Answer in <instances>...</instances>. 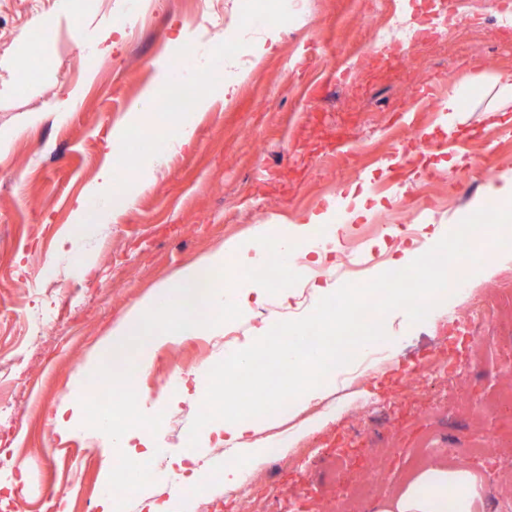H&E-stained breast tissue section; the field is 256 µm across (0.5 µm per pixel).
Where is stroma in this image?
Listing matches in <instances>:
<instances>
[{"instance_id":"1","label":"stroma","mask_w":512,"mask_h":512,"mask_svg":"<svg viewBox=\"0 0 512 512\" xmlns=\"http://www.w3.org/2000/svg\"><path fill=\"white\" fill-rule=\"evenodd\" d=\"M460 23L418 34L428 0H293L285 21L222 0L220 19L200 20L199 0H102L72 36L71 50L48 55L49 70L29 79L13 69L19 46L38 50L39 20L69 23L60 0H0V358L29 347L28 366L0 378L14 404L9 430L25 477L14 494L28 512H101L96 422L61 433L57 410L72 400L79 369L105 332L160 283L262 224L302 223L341 202L340 248L299 259L304 272L267 300L235 310V338L193 336L158 349L138 381L147 398L137 416L152 432L159 464L125 487L123 512H138L149 493L178 498L184 512L232 498L235 484L203 477L193 490L173 486L181 466H221L230 453L212 427L200 452L188 445L206 391L192 377L252 344L255 328L308 315L353 256L363 281L392 270L397 245L426 246L424 225H458L457 214L482 199L499 172L512 168V112L500 124L484 114L496 103L486 78L512 69V11L499 0H458ZM136 19V29L118 18ZM181 45H174L176 36ZM96 57V72L82 63ZM168 65L170 82L207 71L224 78L213 107L193 117L195 135L164 161L118 218L77 226L87 190L99 180L112 129ZM480 75L462 101L463 122L448 134L442 104L454 82ZM58 288L41 292L45 271ZM512 262L490 277L468 273L460 292L422 323L387 322L386 360L363 370L339 367L322 398L292 404L291 415L262 417L249 441L278 438L280 457L239 461L262 476L252 512H316L320 505L367 512L449 447L494 446L496 459L467 460L481 487L478 512H512ZM49 302L56 316L44 334L26 320ZM468 318L474 339L462 346L454 382L426 367L448 352V327ZM186 377L174 386L172 372ZM417 390L400 398V386Z\"/></svg>"}]
</instances>
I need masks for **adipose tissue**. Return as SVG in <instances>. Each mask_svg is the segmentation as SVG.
I'll return each instance as SVG.
<instances>
[{"label":"adipose tissue","mask_w":512,"mask_h":512,"mask_svg":"<svg viewBox=\"0 0 512 512\" xmlns=\"http://www.w3.org/2000/svg\"><path fill=\"white\" fill-rule=\"evenodd\" d=\"M155 98V92H147L127 123L114 130L107 144L113 167L120 166L131 131H157L171 147L191 140L194 127L187 115L173 112L167 119H159ZM89 195L101 200L105 209L117 218L132 205L135 191L130 182L114 179L111 170H107L100 182L90 188ZM326 220V214H316L308 222L286 226L273 234L259 226L249 238L228 243L226 248L216 249L205 259L185 266L173 280L162 283L133 315L112 327L93 359L80 368L76 379L78 391H85L87 381L109 376L127 387L126 406L138 405L144 395L138 392L135 382L152 368L158 348L190 336L218 334L223 326L220 313L225 305L242 307L250 297L264 298V288L253 282L242 283L234 295H225L222 278L225 252L238 253L246 266L258 268L273 252L298 255L303 243L309 241L313 226ZM154 452L153 441L140 434L135 423L113 424L110 445L101 451L105 480L114 479L113 455L133 460L141 455L152 456ZM479 498V485L471 471L442 464L420 472L393 497L376 504L374 510L476 512Z\"/></svg>","instance_id":"1"}]
</instances>
